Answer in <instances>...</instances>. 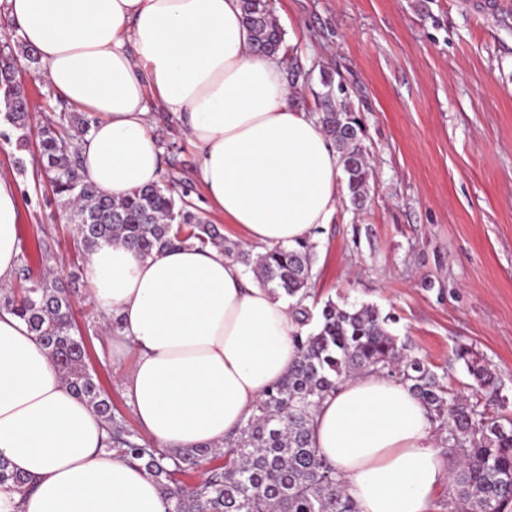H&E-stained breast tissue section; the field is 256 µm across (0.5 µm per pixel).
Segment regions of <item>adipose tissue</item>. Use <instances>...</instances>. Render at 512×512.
Masks as SVG:
<instances>
[{
	"mask_svg": "<svg viewBox=\"0 0 512 512\" xmlns=\"http://www.w3.org/2000/svg\"><path fill=\"white\" fill-rule=\"evenodd\" d=\"M0 18L44 63L55 96L89 117L86 181L115 198L159 181L157 104L179 120L208 200L252 254L332 223L340 156L293 107L281 58L255 54L240 0H0ZM17 219V183L0 173V286L20 263ZM87 274L105 317L120 320L113 350L136 353L124 387L159 448L223 445L298 358L287 298L222 248L105 244ZM105 437L28 325L1 308L0 456L36 488L0 486V512H167L156 482ZM313 441L358 512H431L449 481L425 406L380 374L326 397Z\"/></svg>",
	"mask_w": 512,
	"mask_h": 512,
	"instance_id": "obj_1",
	"label": "adipose tissue"
}]
</instances>
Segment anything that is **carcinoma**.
Instances as JSON below:
<instances>
[{
  "label": "carcinoma",
  "mask_w": 512,
  "mask_h": 512,
  "mask_svg": "<svg viewBox=\"0 0 512 512\" xmlns=\"http://www.w3.org/2000/svg\"><path fill=\"white\" fill-rule=\"evenodd\" d=\"M241 9L257 54L288 51L270 0H241ZM18 55L39 63L34 50L23 45ZM16 56H5L0 71L12 68ZM3 100L15 111L3 113L9 131L0 136L14 146L21 165L32 146L29 99L6 85ZM316 116L340 154L349 202L361 209L372 176L363 123L347 103L334 102L330 91L322 96ZM88 129L89 119L63 112L41 130L38 149L52 191L64 200L89 251L113 242L143 255L185 243L218 246L272 292L294 299L298 360L258 401L248 421L222 446L164 451L129 428L86 368L85 344L73 333L72 302L61 277L33 280L23 266L16 273L17 286L0 291V307L26 321L70 388L105 421V446L154 478L170 505L168 512H358L336 468L315 448L313 417L346 380L369 372L407 385L427 408L431 423L445 433L441 441L453 460L448 512H512V416L491 409L493 404L506 407L508 398L500 395L502 384L483 354L467 344L455 348L473 387L489 395L485 403L452 389L448 373L439 374L406 353V345L386 328L390 317L375 305L316 300L311 291L316 243L277 246L253 258L168 187L135 188L115 199L85 181L74 140ZM310 324L311 331L302 334L301 328ZM7 483L22 491L31 479L10 470L0 457V485Z\"/></svg>",
  "instance_id": "1"
}]
</instances>
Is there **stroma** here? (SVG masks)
<instances>
[{
    "label": "stroma",
    "mask_w": 512,
    "mask_h": 512,
    "mask_svg": "<svg viewBox=\"0 0 512 512\" xmlns=\"http://www.w3.org/2000/svg\"><path fill=\"white\" fill-rule=\"evenodd\" d=\"M285 32V62L309 74L303 110L316 109L324 70L335 71L361 118L372 165L364 209L339 205L317 234L312 288L319 300L376 305L390 332L450 385L470 378L458 344L483 353L512 399V0H270ZM30 124L67 111L42 74H28ZM161 184L223 225L198 177L178 120L153 108ZM17 170L0 139V172L19 183L17 225L32 277L56 270L73 298L85 363L131 428L139 423L122 375L135 363L112 353L111 332L87 278L88 253L45 183L38 150Z\"/></svg>",
    "instance_id": "35a3bbf8"
}]
</instances>
